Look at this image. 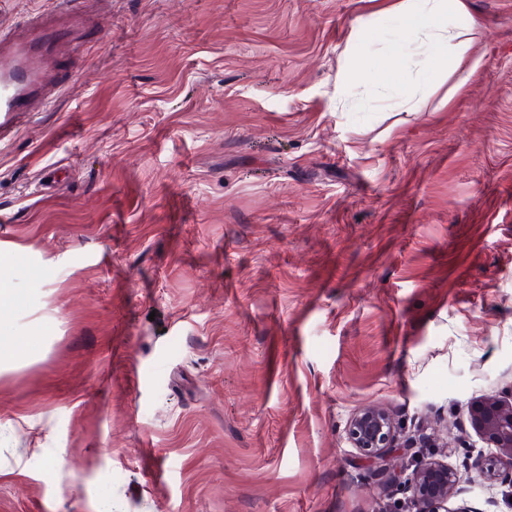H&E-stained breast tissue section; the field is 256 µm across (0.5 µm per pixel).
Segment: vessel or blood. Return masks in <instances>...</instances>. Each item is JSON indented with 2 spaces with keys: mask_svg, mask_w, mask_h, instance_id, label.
I'll return each instance as SVG.
<instances>
[{
  "mask_svg": "<svg viewBox=\"0 0 512 512\" xmlns=\"http://www.w3.org/2000/svg\"><path fill=\"white\" fill-rule=\"evenodd\" d=\"M82 18L83 8L75 0H60L53 13L0 36V134L14 129L20 116L48 103L68 81V73L56 63V47ZM34 56L48 59V67H31Z\"/></svg>",
  "mask_w": 512,
  "mask_h": 512,
  "instance_id": "vessel-or-blood-1",
  "label": "vessel or blood"
}]
</instances>
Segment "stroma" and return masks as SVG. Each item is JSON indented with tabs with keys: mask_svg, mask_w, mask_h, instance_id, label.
Instances as JSON below:
<instances>
[{
	"mask_svg": "<svg viewBox=\"0 0 512 512\" xmlns=\"http://www.w3.org/2000/svg\"><path fill=\"white\" fill-rule=\"evenodd\" d=\"M395 6L96 0L0 139V281L41 275L0 512H401L346 437L370 404L512 512L469 420L512 390V0H470L473 75Z\"/></svg>",
	"mask_w": 512,
	"mask_h": 512,
	"instance_id": "obj_1",
	"label": "stroma"
}]
</instances>
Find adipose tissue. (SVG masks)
<instances>
[{"mask_svg":"<svg viewBox=\"0 0 512 512\" xmlns=\"http://www.w3.org/2000/svg\"><path fill=\"white\" fill-rule=\"evenodd\" d=\"M396 9L404 16L408 27L424 34L427 42L447 47L454 59L468 60L470 72L482 68V56L471 53L469 38L448 20L452 13L469 16V0H398Z\"/></svg>","mask_w":512,"mask_h":512,"instance_id":"1","label":"adipose tissue"}]
</instances>
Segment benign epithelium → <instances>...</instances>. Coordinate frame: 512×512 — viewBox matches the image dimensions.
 Here are the masks:
<instances>
[{"label":"benign epithelium","instance_id":"obj_1","mask_svg":"<svg viewBox=\"0 0 512 512\" xmlns=\"http://www.w3.org/2000/svg\"><path fill=\"white\" fill-rule=\"evenodd\" d=\"M470 418L476 433L493 448L492 455L479 463L478 476L512 484V397L486 396L471 405ZM346 435L364 465L378 477L380 489L397 482L406 485L410 497L405 512H469L448 507L463 494L462 476L434 456L407 457L414 440L399 441L397 423L386 408L361 407L348 421Z\"/></svg>","mask_w":512,"mask_h":512}]
</instances>
